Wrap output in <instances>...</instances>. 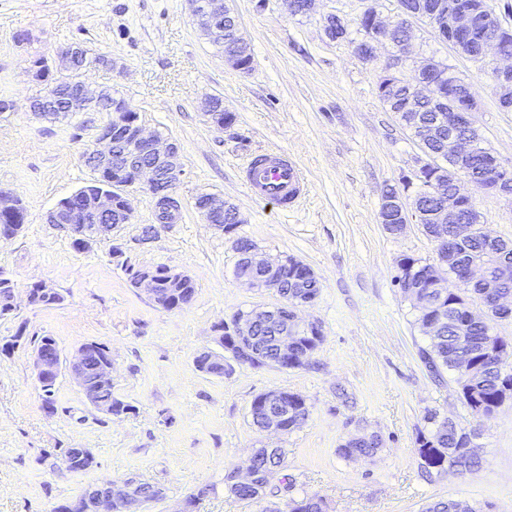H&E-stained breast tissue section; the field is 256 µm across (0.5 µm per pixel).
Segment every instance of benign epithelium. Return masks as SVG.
<instances>
[{
    "label": "benign epithelium",
    "mask_w": 512,
    "mask_h": 512,
    "mask_svg": "<svg viewBox=\"0 0 512 512\" xmlns=\"http://www.w3.org/2000/svg\"><path fill=\"white\" fill-rule=\"evenodd\" d=\"M194 21L199 29L210 37L224 26V13L227 9L224 0H188ZM292 14L313 15L321 0H288ZM494 14L488 0L474 8L463 0H438L430 11L415 9L407 0H398V16L393 21H384L373 7L366 8L359 17L367 38L352 42L355 55L364 62L377 60L379 46L389 43L394 51L387 59L380 78L385 86L406 85L409 87V105L414 106L426 99H433L448 108V159L458 163L467 159L477 148L479 133L472 121V113L477 109V101L468 86L442 84L443 66L434 60H422L414 53L409 42V32L415 20L427 21L433 30L455 50L462 43L476 40L482 46V58L499 57L511 60L512 52L502 41L504 27L500 24L493 28L482 26L480 15ZM496 84L499 106L512 111V64L495 66L492 70ZM101 99L91 93L84 82L66 98V108L70 112H81L92 103ZM112 120L102 126L96 136L89 158L99 173H112L113 190L120 194L125 207L114 208L112 198L102 195L96 201V208L82 215L81 223L67 215L66 210L56 206L47 215L51 224H64L70 235L80 247L88 249L95 244L112 240L114 232L121 224L131 219L129 189L139 186L150 190L155 206V220L158 224H176L181 218L182 201L176 191L175 183L182 174L180 153L177 144L158 135L145 133L140 119L133 114L128 102L112 101ZM126 142L136 144L148 157L149 164L138 166L132 163L121 147ZM439 159L423 151L416 165L402 174L399 181L411 188L429 186L437 199V207L429 214L432 224L453 222V238L463 241L479 232L486 240L496 242L481 224H464L456 221L458 212L467 207H475L472 195L461 192L460 182L465 180L477 189L512 199V167H506L495 159L490 163L484 175L467 176L453 165H448V173L436 170ZM420 195L412 192L401 198V216L404 223H420L422 211ZM193 206L203 220L222 231L224 224V200L202 193L194 198ZM246 272L237 276L242 285L257 290H272L281 294L283 284L276 275L278 261L259 256L253 248L245 253ZM466 278L474 283H483L486 279V265L475 259L466 268ZM134 287L142 290L153 302L167 307L165 299L155 288L150 272L144 270L133 280ZM428 287L448 294V275L444 263L434 265ZM315 297L302 293L293 298L283 297V302L267 307H256L245 315H240L232 323L229 339L221 341L223 349L233 360L242 354L254 350L257 345L256 327L261 322L276 323V340L280 362L288 363V355L300 344L304 337L318 339L320 328L314 322H304L299 317V309L314 302ZM512 314V294L496 292L491 294L489 302L468 307L471 320L490 322V307ZM33 371L38 384L43 385L57 380L61 372H66L79 386L85 398L96 410L111 413L112 409L99 403L96 397V383L112 377V357H98L97 352L87 343L78 347L66 361L61 359L59 350H45L38 346L33 350ZM264 403L276 407L268 411L262 430L271 435H283L280 410L288 408V392L270 390L262 394ZM231 477L243 484H256L255 458H250L246 473L237 469L229 471ZM125 504L124 512H145L137 483L131 480L109 481L85 487L72 502L64 505V512H112V504Z\"/></svg>",
    "instance_id": "7a95c632"
}]
</instances>
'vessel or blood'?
<instances>
[{
	"label": "vessel or blood",
	"mask_w": 512,
	"mask_h": 512,
	"mask_svg": "<svg viewBox=\"0 0 512 512\" xmlns=\"http://www.w3.org/2000/svg\"><path fill=\"white\" fill-rule=\"evenodd\" d=\"M245 181L253 198L284 209L300 196L304 187L301 169L281 152L266 154L259 162H249Z\"/></svg>",
	"instance_id": "obj_1"
}]
</instances>
